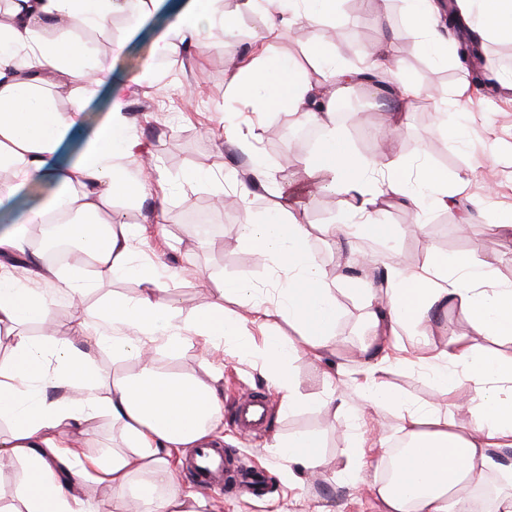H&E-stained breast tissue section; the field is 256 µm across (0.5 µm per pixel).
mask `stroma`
<instances>
[{
	"mask_svg": "<svg viewBox=\"0 0 512 512\" xmlns=\"http://www.w3.org/2000/svg\"><path fill=\"white\" fill-rule=\"evenodd\" d=\"M184 3L162 0L148 20L118 17L104 31L50 29L45 33L48 40L90 49L112 64L86 108L84 127L69 133L60 149L49 156L47 166L67 167L88 136L103 124L104 99L110 95L123 98L132 131L158 167L171 177L172 186L166 199H116L105 212L121 223L145 227L143 251L162 274L169 276L184 313L198 312L209 304L216 279H249L257 297L271 298L273 267L248 251L241 226L246 221L259 223L290 214L311 225L314 255L331 280L340 275L377 282L384 273L383 262L417 270L427 253L439 252L448 256L465 253L475 262L494 257L495 279L512 281V249L503 247L489 230L497 212L512 206V41L482 36L486 57L497 59L498 64L490 72L491 84L479 90L472 88L469 73L458 58L445 57L437 48L403 38L410 18L408 0H392L385 12L373 8L370 28L373 34L386 35V46L398 60L403 76L423 90L441 89L442 97L414 101L408 109L407 125L393 143L380 137L388 112L381 89L373 84L345 88L337 92L336 99L354 105L355 110L337 122V134L362 158H378L392 166L412 162L408 179L414 192L422 190L416 168L423 164L449 181L456 174L468 173L471 187L469 195L456 198L452 207L429 206L421 216L407 199L391 195L380 198L381 215L394 226L395 235L386 243L368 247L381 259V266L351 268L324 232L325 225L338 223L345 210L341 195L329 191L315 195L306 189L304 156H288L275 143L288 111H254L230 90L224 58L267 43L280 51L333 46L345 64L360 66L362 59L351 31L355 21L352 0H338L335 18L285 29L275 36L241 0H224L225 11L236 18V28L226 38L220 55L199 46L179 48L177 25ZM466 86L472 89V103L461 111L454 105V93ZM228 130L252 141L274 174L272 186L258 191L244 209L232 214L215 210L217 197L210 184L188 180L189 175L219 167L226 179H248L252 163L247 155L226 146L224 133ZM490 184L495 190L489 194L485 188ZM205 207L210 208L212 222L222 230L202 241L188 225L187 216ZM464 213L470 214L473 222L466 237L457 233ZM420 220L427 224V232L417 230ZM363 306V297L337 290V343L317 360L295 353L291 371L307 403L288 413L281 412L280 397L260 361L225 351L224 407L215 432L222 436L224 447L241 469L265 470L270 484L258 498L245 493L206 492V512H379L374 449L365 451L368 468L361 481L345 484L338 478L358 434L397 433L396 416L388 410H360V400L350 386L352 373L363 367L353 354L363 336ZM72 313L69 306L54 308L59 335L90 350L98 364L111 365V351L95 347L93 341L94 334L103 332V325L94 323L88 334L76 333ZM379 380L416 404L440 407L458 423L470 419L468 411L443 394L417 364L392 365ZM244 390L260 391L269 398L268 424L257 439H243L235 426L234 402ZM331 396L343 403L345 417L333 419L321 409V401ZM302 432L320 435L324 465L314 475L302 474L292 482L287 459L276 455L269 442L276 434Z\"/></svg>",
	"mask_w": 512,
	"mask_h": 512,
	"instance_id": "35a3bbf8",
	"label": "stroma"
}]
</instances>
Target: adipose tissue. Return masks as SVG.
Instances as JSON below:
<instances>
[{
  "instance_id": "adipose-tissue-1",
  "label": "adipose tissue",
  "mask_w": 512,
  "mask_h": 512,
  "mask_svg": "<svg viewBox=\"0 0 512 512\" xmlns=\"http://www.w3.org/2000/svg\"><path fill=\"white\" fill-rule=\"evenodd\" d=\"M160 0H12L0 20V207L33 180H50L57 189L47 202L29 212L25 224L0 228V334L11 338L10 357L0 360V461L20 464L27 481L13 500L0 498V512H86L81 495L94 483L112 495L113 512H203L199 491L182 486L169 460L177 448H201L222 416L220 376L163 369L158 356L200 346L211 353L230 341L239 357H259L281 396L285 411L305 401L286 365L294 351L320 357L336 336V285L311 251V230L296 217L288 221L246 224L242 238L251 253L271 261L282 281L275 300H256L244 278L220 280L202 311L184 314L167 279L144 258L142 232L106 220L102 206L116 196L131 199L166 196L164 174L134 177L138 160L121 100H112L109 117L71 166L48 168L47 156L85 119L86 88L110 71L106 58L81 47L64 48L42 38L52 27L106 29L114 17L137 8L149 17ZM256 17L270 34L299 23H318L334 14L336 0H255ZM460 13L474 14L479 27L512 39V0H456ZM437 0H414L405 34L414 41L441 45L433 20ZM233 18L222 0H188L179 17L181 41L202 44L213 33L229 35ZM313 75L302 74L291 52L254 50L249 64L231 76L243 99L259 111L287 108L320 125L325 136L306 160L314 183L324 190L357 193L359 205L345 211L329 233L345 240H390L392 225L376 217L383 195L406 193V169L354 157L336 134L335 111L321 93L324 86L361 82L364 73L395 76L397 62L376 49L366 68L344 66L335 50L311 52ZM72 100L62 106L55 87ZM66 224L77 238L84 260L66 267L46 264L31 246L27 225ZM493 260L474 266L464 254L428 253L421 272L397 265L386 269L385 290L362 289L368 336L360 352L368 369L358 382L361 405L398 409L399 432L410 451L396 457L390 439L379 436L382 450L374 478L381 512H475L478 495L492 493V512H512V464L499 454L512 448V283L491 280ZM136 275L144 287L138 297L115 296L98 309L111 334L95 337L116 361L103 371L91 353L53 332L31 336L24 325L47 323L51 313L45 282L67 293L85 291L92 277ZM235 299L241 314L228 315L224 302ZM455 305L469 317L471 335L450 334L443 347L423 351L419 363L435 383L470 413L456 424L436 406H417L374 381L388 361L381 340L411 328V342H423L431 312ZM288 322L298 343L264 335L254 345L246 325L266 327L271 319ZM134 361V370L124 367ZM106 417L117 428L122 448L89 454L66 434ZM275 452L306 470L323 461L321 443L312 434L275 436Z\"/></svg>"
}]
</instances>
